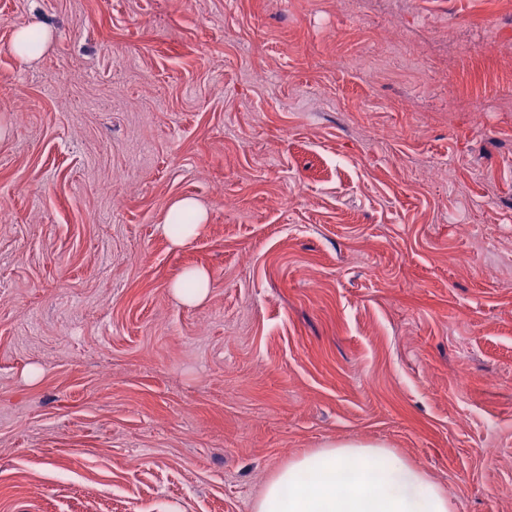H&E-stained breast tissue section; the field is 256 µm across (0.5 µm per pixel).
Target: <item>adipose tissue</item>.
Segmentation results:
<instances>
[{"label":"adipose tissue","instance_id":"ef3b65f1","mask_svg":"<svg viewBox=\"0 0 512 512\" xmlns=\"http://www.w3.org/2000/svg\"><path fill=\"white\" fill-rule=\"evenodd\" d=\"M254 512H451L440 485L393 450L342 442L276 470Z\"/></svg>","mask_w":512,"mask_h":512}]
</instances>
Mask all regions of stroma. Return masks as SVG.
Returning a JSON list of instances; mask_svg holds the SVG:
<instances>
[{
  "label": "stroma",
  "instance_id": "35a3bbf8",
  "mask_svg": "<svg viewBox=\"0 0 512 512\" xmlns=\"http://www.w3.org/2000/svg\"><path fill=\"white\" fill-rule=\"evenodd\" d=\"M0 126V512H253L347 441L512 512V0H0ZM50 33L45 27L21 26L14 31L12 49L25 60L40 58L47 49ZM181 214L191 215L192 222L191 224L186 223L181 225L182 228L179 233H173V218ZM205 219L206 212L196 200L188 197H182L174 200L170 205L166 221L165 224H163L162 229L171 244L175 247H179L197 234L199 227L204 223ZM210 274L203 268L185 269L171 284V290L182 303L191 305L203 300L210 288Z\"/></svg>",
  "mask_w": 512,
  "mask_h": 512
}]
</instances>
